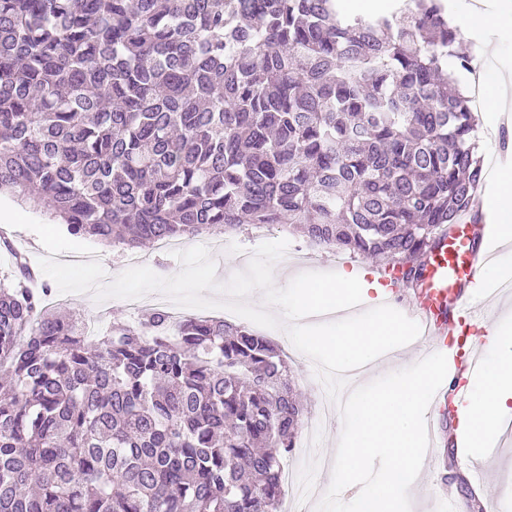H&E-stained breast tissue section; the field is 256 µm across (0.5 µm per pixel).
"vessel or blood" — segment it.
<instances>
[{"label": "vessel or blood", "instance_id": "1", "mask_svg": "<svg viewBox=\"0 0 512 512\" xmlns=\"http://www.w3.org/2000/svg\"><path fill=\"white\" fill-rule=\"evenodd\" d=\"M491 259L489 250L476 239L473 225H458L454 233L441 237L409 303L421 338L431 350L447 357L450 371L457 376L478 373L486 363L478 346L460 348L446 333L455 322L475 318L477 304L471 288L486 283Z\"/></svg>", "mask_w": 512, "mask_h": 512}]
</instances>
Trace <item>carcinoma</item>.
Instances as JSON below:
<instances>
[{
  "label": "carcinoma",
  "mask_w": 512,
  "mask_h": 512,
  "mask_svg": "<svg viewBox=\"0 0 512 512\" xmlns=\"http://www.w3.org/2000/svg\"><path fill=\"white\" fill-rule=\"evenodd\" d=\"M443 0H0V193L134 251L277 225L399 267L475 219ZM0 273V512H278L302 417L274 342L155 309L90 339Z\"/></svg>",
  "instance_id": "1"
}]
</instances>
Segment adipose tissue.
<instances>
[{
  "label": "adipose tissue",
  "instance_id": "ef3b65f1",
  "mask_svg": "<svg viewBox=\"0 0 512 512\" xmlns=\"http://www.w3.org/2000/svg\"><path fill=\"white\" fill-rule=\"evenodd\" d=\"M455 26L463 36L493 27L512 31V0H493L490 8H474L458 15ZM487 211L495 214L500 241L512 240V173L495 175L493 191L485 200ZM382 290L377 282L347 274L332 280L298 283L292 306L300 311H338L351 298L376 302ZM490 358L478 382L473 384L468 403L460 418L458 432L468 447H484L495 434L505 412L512 409V320L500 322L488 337Z\"/></svg>",
  "mask_w": 512,
  "mask_h": 512
}]
</instances>
